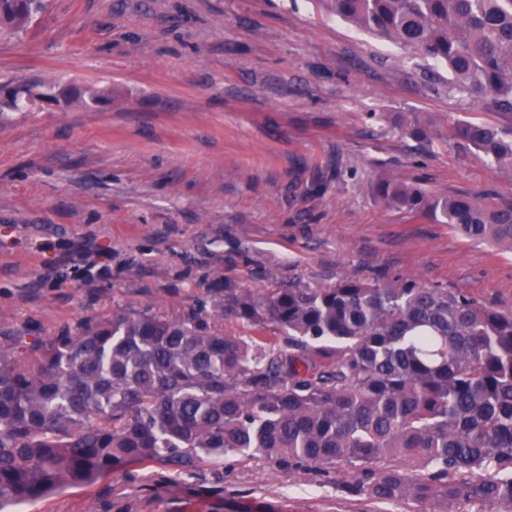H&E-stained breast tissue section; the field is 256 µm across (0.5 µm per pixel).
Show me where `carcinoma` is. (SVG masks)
Here are the masks:
<instances>
[{
	"mask_svg": "<svg viewBox=\"0 0 512 512\" xmlns=\"http://www.w3.org/2000/svg\"><path fill=\"white\" fill-rule=\"evenodd\" d=\"M343 21L448 68V90L512 112V0H327ZM44 0H0V32L25 30ZM0 84V123L65 90ZM393 128L418 142L426 123ZM454 136L512 167V129L466 122ZM389 208L512 248V203L437 196L391 178ZM282 336L244 339L224 320ZM336 359H329V344ZM269 459L334 469L370 501L512 512V314L412 278L333 287L234 288L181 318L148 311L87 322L0 353V512L125 466L194 473Z\"/></svg>",
	"mask_w": 512,
	"mask_h": 512,
	"instance_id": "1",
	"label": "carcinoma"
}]
</instances>
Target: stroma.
I'll return each instance as SVG.
<instances>
[{"instance_id":"1","label":"stroma","mask_w":512,"mask_h":512,"mask_svg":"<svg viewBox=\"0 0 512 512\" xmlns=\"http://www.w3.org/2000/svg\"><path fill=\"white\" fill-rule=\"evenodd\" d=\"M57 79L98 107L33 102L0 126V351L116 312L176 318L224 284L314 288L412 277L512 313V251L385 207L395 178L512 202V167L453 135L512 127L448 71L321 0H48L0 36V82ZM431 141L394 134L397 114ZM26 512H370L335 475L263 458L175 474L150 463Z\"/></svg>"}]
</instances>
